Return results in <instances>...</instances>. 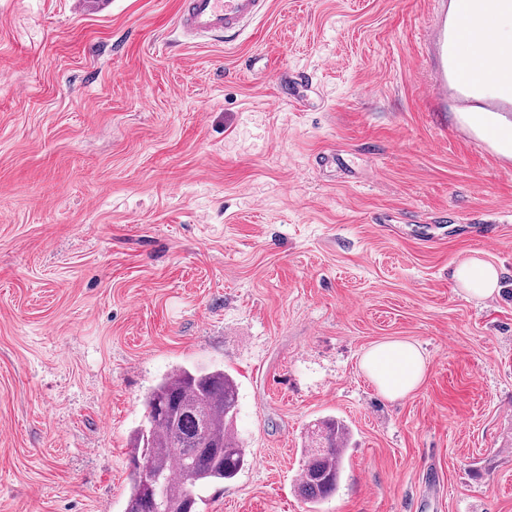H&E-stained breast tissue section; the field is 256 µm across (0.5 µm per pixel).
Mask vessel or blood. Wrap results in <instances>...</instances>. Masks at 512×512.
Returning <instances> with one entry per match:
<instances>
[{
	"label": "vessel or blood",
	"mask_w": 512,
	"mask_h": 512,
	"mask_svg": "<svg viewBox=\"0 0 512 512\" xmlns=\"http://www.w3.org/2000/svg\"><path fill=\"white\" fill-rule=\"evenodd\" d=\"M269 0H182L177 26L191 39L221 37L237 38L252 22L263 17ZM471 21L449 19L447 10H440L430 23L425 43L433 61L431 86L439 90V102H446L448 84L458 88L460 104H469L474 95L487 87L497 86L494 100L485 103L488 112L512 111V53L499 56L495 73H487L471 56L461 51L463 32Z\"/></svg>",
	"instance_id": "1"
}]
</instances>
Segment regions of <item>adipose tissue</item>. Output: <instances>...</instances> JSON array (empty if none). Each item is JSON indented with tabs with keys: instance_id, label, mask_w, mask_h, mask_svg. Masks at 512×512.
<instances>
[{
	"instance_id": "ef3b65f1",
	"label": "adipose tissue",
	"mask_w": 512,
	"mask_h": 512,
	"mask_svg": "<svg viewBox=\"0 0 512 512\" xmlns=\"http://www.w3.org/2000/svg\"><path fill=\"white\" fill-rule=\"evenodd\" d=\"M464 292L476 298L499 293V272L490 262L471 257L453 272ZM362 370L379 391L396 400L407 397L423 380L426 363L421 351L405 340H389L369 348L361 359Z\"/></svg>"
}]
</instances>
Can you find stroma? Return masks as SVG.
<instances>
[{"mask_svg": "<svg viewBox=\"0 0 512 512\" xmlns=\"http://www.w3.org/2000/svg\"><path fill=\"white\" fill-rule=\"evenodd\" d=\"M178 8L0 0V512H123L181 365L232 375L248 454L200 512H306L327 417L319 512H512V112L430 101L437 0H270L193 45ZM476 254L481 301L452 279ZM389 339L426 357L404 399L359 367ZM452 277L472 297L485 298L500 291L497 268L482 258L470 257L464 260L453 271ZM319 436L323 447H312V438ZM310 448L303 449V463L297 476L298 488L311 508L335 493L344 466L346 447L349 443L348 427L336 418L322 422L311 431Z\"/></svg>", "mask_w": 512, "mask_h": 512, "instance_id": "1", "label": "stroma"}]
</instances>
